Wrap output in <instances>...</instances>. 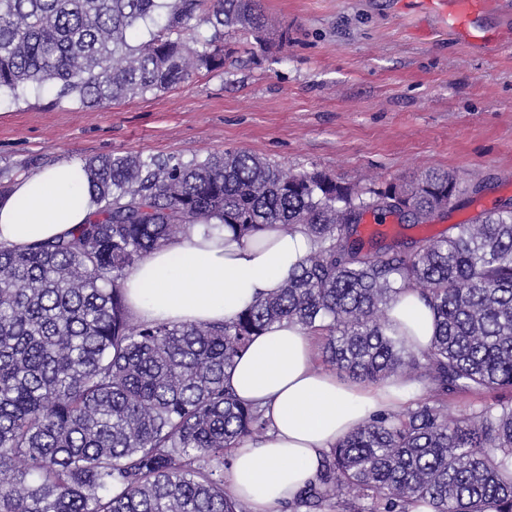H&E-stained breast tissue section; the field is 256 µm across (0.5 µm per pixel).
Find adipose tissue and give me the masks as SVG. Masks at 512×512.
<instances>
[{
    "instance_id": "ef3b65f1",
    "label": "adipose tissue",
    "mask_w": 512,
    "mask_h": 512,
    "mask_svg": "<svg viewBox=\"0 0 512 512\" xmlns=\"http://www.w3.org/2000/svg\"><path fill=\"white\" fill-rule=\"evenodd\" d=\"M94 208L82 165L57 163L17 181L0 199V244L23 247L64 235ZM312 248L299 231L271 227L238 240L194 225L129 271L127 304L141 321L221 322L282 288ZM388 317L416 346L430 344L433 314L417 292H403ZM314 341L299 325L275 324L226 375V386L258 404L269 421L265 438L234 449L227 478L252 512H280L315 478L325 452L370 414L397 410L413 396L403 379L367 386L323 372Z\"/></svg>"
}]
</instances>
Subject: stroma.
<instances>
[{
    "instance_id": "stroma-1",
    "label": "stroma",
    "mask_w": 512,
    "mask_h": 512,
    "mask_svg": "<svg viewBox=\"0 0 512 512\" xmlns=\"http://www.w3.org/2000/svg\"><path fill=\"white\" fill-rule=\"evenodd\" d=\"M264 49L227 36L223 69L100 107L57 101L53 87L0 95V177L62 161L138 153L190 160L243 149L292 171L317 169L361 189L430 168L469 194L426 224L387 221L388 241L451 233L512 202V12H489L483 45L400 0H260Z\"/></svg>"
}]
</instances>
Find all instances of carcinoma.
<instances>
[{
    "label": "carcinoma",
    "instance_id": "cac0c4a2",
    "mask_svg": "<svg viewBox=\"0 0 512 512\" xmlns=\"http://www.w3.org/2000/svg\"><path fill=\"white\" fill-rule=\"evenodd\" d=\"M267 28L259 0H0V91L20 100L51 82L58 101L84 106L143 97L223 68L226 34L264 46ZM83 168L97 205L85 223L0 247V512H248L224 465L268 420L224 375L283 321L316 336L322 362L348 379L401 377L431 392L324 453L296 506L512 512V397L448 413L450 395L512 393L511 207L446 237L373 250L357 235L359 215L393 214L388 193L423 224L464 189L431 169L364 192L247 150L95 156ZM195 224L238 239L275 224L314 249L278 292L230 320L135 319L127 273ZM406 289L435 314L423 350L388 320Z\"/></svg>",
    "mask_w": 512,
    "mask_h": 512
}]
</instances>
